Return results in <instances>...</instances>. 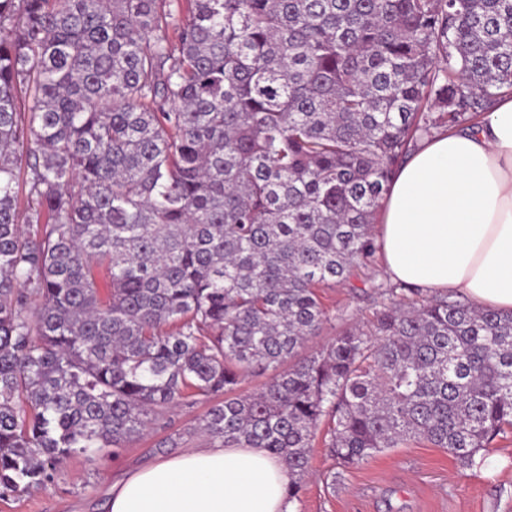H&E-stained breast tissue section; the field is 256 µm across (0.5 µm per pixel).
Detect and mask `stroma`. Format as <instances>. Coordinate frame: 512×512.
<instances>
[{"label":"stroma","mask_w":512,"mask_h":512,"mask_svg":"<svg viewBox=\"0 0 512 512\" xmlns=\"http://www.w3.org/2000/svg\"><path fill=\"white\" fill-rule=\"evenodd\" d=\"M386 279L377 256L349 281L322 289L328 321L320 336L298 349V357L318 351L344 331L370 330L380 300L371 283ZM206 410L202 402L170 410L164 425L151 426L99 465L80 456L67 458L44 487L0 499V512H104L106 486L121 471L154 460L157 440L177 433L180 448L206 443V435L193 430ZM325 433V427H318L294 512H512V434L492 442L482 467L462 466L445 449L410 441L343 468L330 457Z\"/></svg>","instance_id":"obj_1"}]
</instances>
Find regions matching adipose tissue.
<instances>
[{"label":"adipose tissue","mask_w":512,"mask_h":512,"mask_svg":"<svg viewBox=\"0 0 512 512\" xmlns=\"http://www.w3.org/2000/svg\"><path fill=\"white\" fill-rule=\"evenodd\" d=\"M386 273L512 311V97L485 121L421 141L377 227ZM285 466L263 448L203 444L126 471L107 512H292Z\"/></svg>","instance_id":"adipose-tissue-1"}]
</instances>
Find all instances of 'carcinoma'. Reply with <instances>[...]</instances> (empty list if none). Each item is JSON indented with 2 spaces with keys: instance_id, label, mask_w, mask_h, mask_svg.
<instances>
[{
  "instance_id": "1",
  "label": "carcinoma",
  "mask_w": 512,
  "mask_h": 512,
  "mask_svg": "<svg viewBox=\"0 0 512 512\" xmlns=\"http://www.w3.org/2000/svg\"><path fill=\"white\" fill-rule=\"evenodd\" d=\"M507 95L512 0H0V498L200 401L290 503L324 419L343 467L485 463L512 312L391 300L237 389L320 335L418 142Z\"/></svg>"
}]
</instances>
